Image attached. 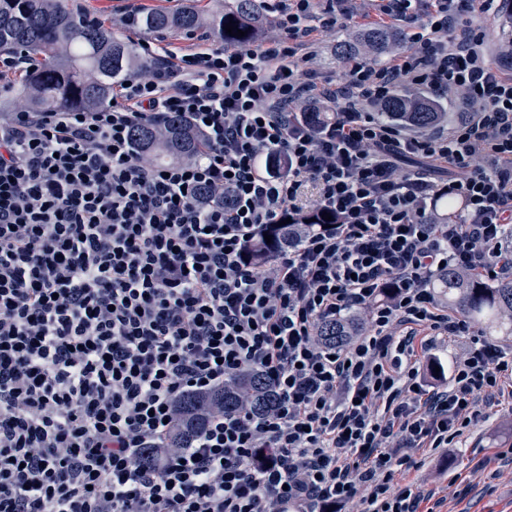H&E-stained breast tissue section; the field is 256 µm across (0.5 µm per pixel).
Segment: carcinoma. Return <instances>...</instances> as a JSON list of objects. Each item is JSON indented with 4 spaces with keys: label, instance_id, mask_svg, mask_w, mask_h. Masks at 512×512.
<instances>
[{
    "label": "carcinoma",
    "instance_id": "cac0c4a2",
    "mask_svg": "<svg viewBox=\"0 0 512 512\" xmlns=\"http://www.w3.org/2000/svg\"><path fill=\"white\" fill-rule=\"evenodd\" d=\"M231 20L245 36L226 34L225 24ZM268 21L262 0H218L207 12L187 3L174 11L133 14L127 25L152 33L176 30L191 35L205 30L217 42L245 44ZM395 44L396 39L385 29L371 28L360 39L341 44L339 54L353 56L363 48L379 57ZM2 49L40 58L34 71L21 78L14 98L0 100V111L5 112L14 109L18 101L39 112H93L112 100L117 84L147 68L136 45L117 37L105 23L70 9L67 0H0ZM380 112L390 121L415 128H428L448 118L442 104L405 89L394 90ZM132 137L136 147L159 165L186 160L199 149L195 133L181 118L170 120L162 129L138 126ZM265 234L272 236V242L261 237L252 245L255 262L288 245L292 228L275 224ZM433 288L462 316L480 325L485 335L512 336V278L487 283L448 268L437 274ZM354 330L352 322L329 323L322 329V338L329 345H338ZM243 394L257 413L264 411L272 398L257 372L220 393L186 397L168 445L177 447L184 438L199 433L212 410H234Z\"/></svg>",
    "mask_w": 512,
    "mask_h": 512
}]
</instances>
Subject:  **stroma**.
Masks as SVG:
<instances>
[{"label":"stroma","instance_id":"35a3bbf8","mask_svg":"<svg viewBox=\"0 0 512 512\" xmlns=\"http://www.w3.org/2000/svg\"><path fill=\"white\" fill-rule=\"evenodd\" d=\"M70 8L86 11L116 26L120 36L133 42H147L182 54L212 47L211 37L194 38L180 33L159 35L123 26L122 20L132 11L173 10L181 0H68ZM493 14L474 16V25L486 32L490 57H497L502 45L512 42V9L498 0ZM350 15L336 27L317 29L298 55L300 70L314 69L319 76L340 79L346 61L338 57V46L355 31L375 25L390 26L381 18L375 0H350ZM512 445V412L501 410L489 421L466 432L456 448L434 454L422 451L416 458L419 469L397 472L400 480L421 484L425 499L420 512H512V464L499 463L497 469L483 467V459L496 449Z\"/></svg>","mask_w":512,"mask_h":512}]
</instances>
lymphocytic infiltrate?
Segmentation results:
<instances>
[{
  "label": "lymphocytic infiltrate",
  "instance_id": "f902f5d3",
  "mask_svg": "<svg viewBox=\"0 0 512 512\" xmlns=\"http://www.w3.org/2000/svg\"><path fill=\"white\" fill-rule=\"evenodd\" d=\"M348 0H265L278 37L172 54L93 112L0 115V512H418L410 452L453 447L512 405V352L441 309L435 274L512 275V46L486 52L495 0H380L410 49L298 77L297 49ZM463 94L453 130L408 134L371 108L397 85ZM184 118L191 159L157 166L132 131ZM416 156L454 169L397 174ZM300 224L253 263L260 232ZM460 202L440 224L433 205ZM363 314L339 347L322 324ZM470 337L449 376L415 339ZM241 398L167 442L180 399L249 372ZM159 449L153 464L141 451Z\"/></svg>",
  "mask_w": 512,
  "mask_h": 512
}]
</instances>
